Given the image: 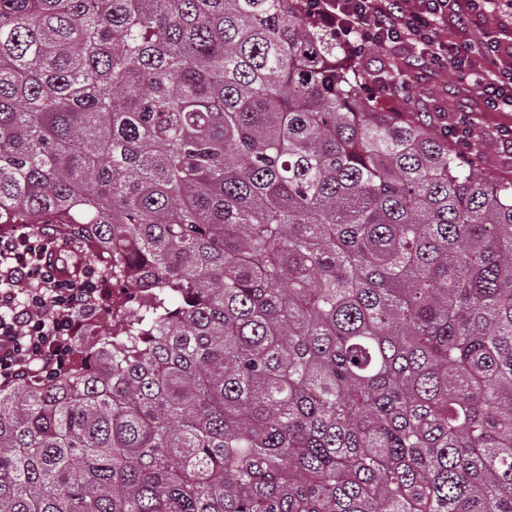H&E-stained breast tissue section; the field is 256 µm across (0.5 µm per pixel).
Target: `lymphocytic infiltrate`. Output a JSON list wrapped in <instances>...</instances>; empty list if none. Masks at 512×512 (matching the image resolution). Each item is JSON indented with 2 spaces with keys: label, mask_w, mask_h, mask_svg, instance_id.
Segmentation results:
<instances>
[{
  "label": "lymphocytic infiltrate",
  "mask_w": 512,
  "mask_h": 512,
  "mask_svg": "<svg viewBox=\"0 0 512 512\" xmlns=\"http://www.w3.org/2000/svg\"><path fill=\"white\" fill-rule=\"evenodd\" d=\"M304 9L357 56L392 45L411 49V65L432 79L455 73L491 111L512 107V4L501 0H304ZM493 17L498 40L477 42L472 31ZM100 274L82 279L57 272L41 234L20 225L0 236V384L30 369L62 368L77 317L93 310Z\"/></svg>",
  "instance_id": "obj_1"
}]
</instances>
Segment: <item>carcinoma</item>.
<instances>
[{
	"instance_id": "obj_1",
	"label": "carcinoma",
	"mask_w": 512,
	"mask_h": 512,
	"mask_svg": "<svg viewBox=\"0 0 512 512\" xmlns=\"http://www.w3.org/2000/svg\"><path fill=\"white\" fill-rule=\"evenodd\" d=\"M302 0H0V227L145 291L0 385V512H512V179Z\"/></svg>"
}]
</instances>
